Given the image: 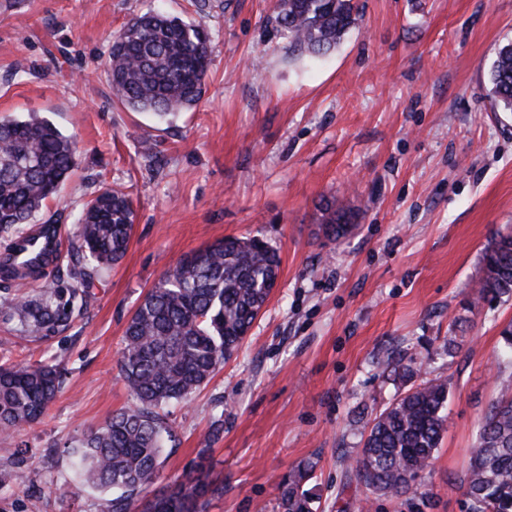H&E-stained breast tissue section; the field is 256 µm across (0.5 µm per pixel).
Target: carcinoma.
Returning a JSON list of instances; mask_svg holds the SVG:
<instances>
[{
  "label": "carcinoma",
  "instance_id": "cac0c4a2",
  "mask_svg": "<svg viewBox=\"0 0 512 512\" xmlns=\"http://www.w3.org/2000/svg\"><path fill=\"white\" fill-rule=\"evenodd\" d=\"M359 17L355 0H278L275 21L290 47L312 59L335 48ZM210 36L179 17L145 13L113 38L105 61L112 96L131 112L164 116L198 105L210 65ZM496 103L512 112V43L497 52L490 70ZM78 149L49 121L0 119V236H26L22 225L68 181ZM325 234L348 235L356 214L333 198L324 205ZM135 210L130 196L106 187L82 208L76 241L67 250L69 281L53 280L36 300L18 298L0 307L16 314L39 340L66 331L86 305L93 280L127 253ZM281 266L266 241L226 237L186 255L144 296L127 322L119 376L137 404L117 412L72 450L71 495L83 485L114 488L105 512H134L137 497L158 478L165 408L184 402L208 384L238 349L272 294ZM5 280L40 279L39 268L20 273L0 262ZM482 299L512 298V235L487 250ZM409 373L421 382L374 419L354 458L357 480L375 496L418 495V480L431 466L448 424V380L432 377L423 362ZM64 383L57 365H0V433L39 420ZM315 463L298 466L281 484L282 512H313L304 489ZM460 485L467 512H512V391L504 390L481 422ZM221 490L202 475L160 491L141 512H202L204 498Z\"/></svg>",
  "mask_w": 512,
  "mask_h": 512
}]
</instances>
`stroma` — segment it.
I'll list each match as a JSON object with an SVG mask.
<instances>
[{
  "instance_id": "35a3bbf8",
  "label": "stroma",
  "mask_w": 512,
  "mask_h": 512,
  "mask_svg": "<svg viewBox=\"0 0 512 512\" xmlns=\"http://www.w3.org/2000/svg\"><path fill=\"white\" fill-rule=\"evenodd\" d=\"M357 3V26L314 61L290 49L275 0H0V118L37 113L79 150L35 224L55 219L74 242L84 203L106 186L135 209L125 257L67 331L36 340L0 314V362L66 371L45 416L0 438V512H103L115 490L53 493L72 476L69 450L135 402L118 362L145 294L228 236L276 248L278 283L237 353L170 405L145 498L204 450L224 486L204 512H280V482L309 459L316 512H409L403 498L368 496L351 467L375 414L413 384L385 369L393 353L448 381V426L422 489L427 512H466L457 481L512 383L501 338L512 300L478 293L485 251L512 235V112L489 82L512 42V0ZM150 8L210 36L201 101L166 117L113 103L102 68L114 34ZM332 197L357 214L338 241L321 231Z\"/></svg>"
}]
</instances>
